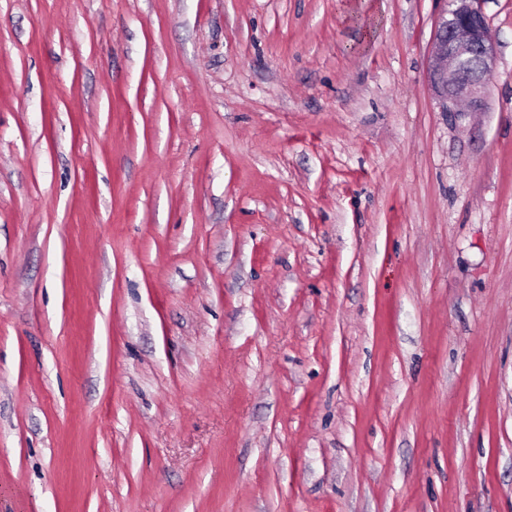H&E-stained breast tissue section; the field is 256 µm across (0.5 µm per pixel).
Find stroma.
I'll list each match as a JSON object with an SVG mask.
<instances>
[{
  "mask_svg": "<svg viewBox=\"0 0 512 512\" xmlns=\"http://www.w3.org/2000/svg\"><path fill=\"white\" fill-rule=\"evenodd\" d=\"M0 0V512H512V0ZM431 44L430 87L455 122L486 108L497 67L496 42L482 10L483 0H448Z\"/></svg>",
  "mask_w": 512,
  "mask_h": 512,
  "instance_id": "35a3bbf8",
  "label": "stroma"
}]
</instances>
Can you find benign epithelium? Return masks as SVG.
I'll return each mask as SVG.
<instances>
[{
  "label": "benign epithelium",
  "instance_id": "obj_1",
  "mask_svg": "<svg viewBox=\"0 0 512 512\" xmlns=\"http://www.w3.org/2000/svg\"><path fill=\"white\" fill-rule=\"evenodd\" d=\"M483 0H448L431 44L430 87L448 117L457 121L486 108L497 67L496 42L482 10Z\"/></svg>",
  "mask_w": 512,
  "mask_h": 512
}]
</instances>
